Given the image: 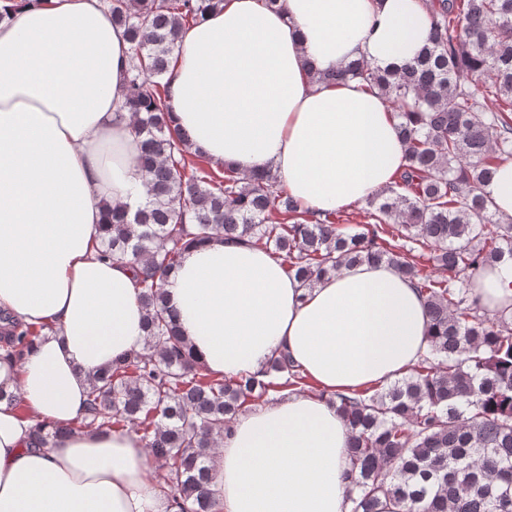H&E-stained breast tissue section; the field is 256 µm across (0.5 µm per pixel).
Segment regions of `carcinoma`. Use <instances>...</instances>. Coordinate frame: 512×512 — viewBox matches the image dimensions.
Here are the masks:
<instances>
[{
	"instance_id": "carcinoma-1",
	"label": "carcinoma",
	"mask_w": 512,
	"mask_h": 512,
	"mask_svg": "<svg viewBox=\"0 0 512 512\" xmlns=\"http://www.w3.org/2000/svg\"><path fill=\"white\" fill-rule=\"evenodd\" d=\"M133 65L127 81L146 196L132 214L104 202L98 256L132 268L146 314L142 352L94 378L84 414L37 423L41 448L76 429L128 428L166 472L175 512H224L210 489L211 450L236 416L279 390L310 388L282 353L261 374L215 378L189 350L163 286L189 248L214 237L262 244L311 288L347 264L395 266L424 297L429 348L401 379L339 395L351 429V512H512V312L489 313L472 280L512 259V224L482 191L512 158V0H425L428 46L381 70L353 61L318 80L357 79L388 98L407 164L368 200L371 222L346 234L335 212L314 215L272 174L204 165L172 131L164 78L186 31L224 0H106ZM415 248L401 251L399 241ZM50 328L14 322L21 357Z\"/></svg>"
}]
</instances>
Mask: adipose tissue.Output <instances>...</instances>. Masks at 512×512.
I'll return each mask as SVG.
<instances>
[{
    "instance_id": "adipose-tissue-1",
    "label": "adipose tissue",
    "mask_w": 512,
    "mask_h": 512,
    "mask_svg": "<svg viewBox=\"0 0 512 512\" xmlns=\"http://www.w3.org/2000/svg\"><path fill=\"white\" fill-rule=\"evenodd\" d=\"M429 24L422 0H224L176 53L171 124L213 168L271 171L316 212L361 204L405 163L389 104L314 75L357 57L402 66ZM131 66L100 0H30L0 22V310L46 327L22 357L0 350V512H172L138 434L84 430L39 448L30 433L82 414L91 378L147 340L133 271L97 258L104 202L145 199ZM473 290L489 311L512 306V260L479 271ZM164 292L216 376L260 372L285 351L325 392L235 418L212 462L224 512H350L351 430L330 397L390 383L426 352L414 284L364 262L306 288L262 246L216 239L187 253Z\"/></svg>"
}]
</instances>
